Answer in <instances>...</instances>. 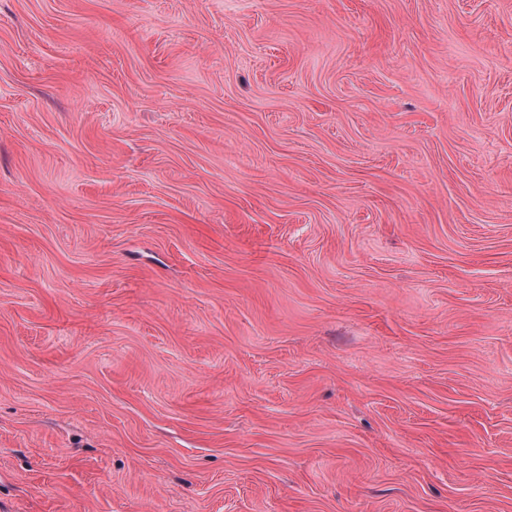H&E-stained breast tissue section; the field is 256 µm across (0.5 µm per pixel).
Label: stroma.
I'll use <instances>...</instances> for the list:
<instances>
[{
  "instance_id": "obj_1",
  "label": "stroma",
  "mask_w": 512,
  "mask_h": 512,
  "mask_svg": "<svg viewBox=\"0 0 512 512\" xmlns=\"http://www.w3.org/2000/svg\"><path fill=\"white\" fill-rule=\"evenodd\" d=\"M0 512H512V0H0Z\"/></svg>"
}]
</instances>
